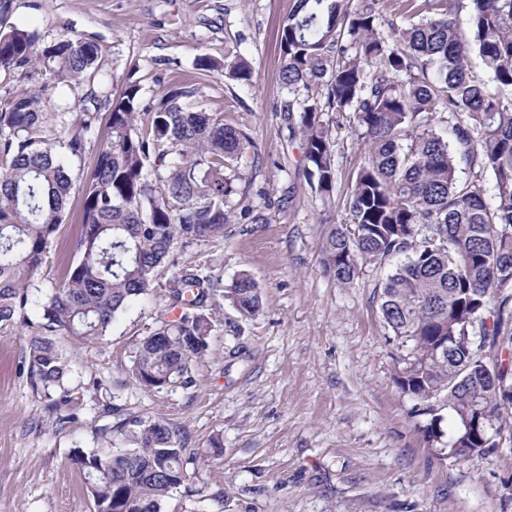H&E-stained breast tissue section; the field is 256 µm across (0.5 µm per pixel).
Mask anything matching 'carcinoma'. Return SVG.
Here are the masks:
<instances>
[{
  "instance_id": "obj_1",
  "label": "carcinoma",
  "mask_w": 512,
  "mask_h": 512,
  "mask_svg": "<svg viewBox=\"0 0 512 512\" xmlns=\"http://www.w3.org/2000/svg\"><path fill=\"white\" fill-rule=\"evenodd\" d=\"M375 0H296L283 23L281 79L290 88L325 91L328 108L351 112L366 152L346 197V218L322 245L324 272L340 286L362 268H389L378 306L393 338L411 343L397 377L401 391L431 415L423 432L443 435L445 407L456 432L450 454L481 448L479 425L512 421V0H407L421 18L376 29ZM25 28L0 30V68H39L56 90L21 87L0 96V334L34 329L23 360L50 423L79 420L85 398L103 424L106 449L74 447L70 465L88 481L95 512H162L188 475V432L164 419L144 420L99 400L102 382L74 383L55 337L77 342L107 335L129 304L160 286L176 319L161 320L137 344L132 379L157 392L190 388L194 363L209 350L216 318L229 300L243 319L262 306L255 279L240 274L224 288L195 267L161 285L160 269L176 244L224 236L235 215L238 159L249 137L207 111L194 86L170 87L140 115L141 86L129 82L107 112H87L55 129L48 110L79 98L81 76L98 66L101 46L61 38L35 48ZM480 59L484 79L471 65ZM249 84L242 60L224 65ZM288 129L305 147L303 176L331 200L336 138L309 96L288 102ZM103 133L94 163L86 133ZM448 127V137L434 123ZM468 177H459V170ZM82 197L78 260L30 321L31 276L74 192ZM493 193V203L486 200ZM481 329L480 340L473 335Z\"/></svg>"
}]
</instances>
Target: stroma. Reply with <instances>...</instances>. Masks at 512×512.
Listing matches in <instances>:
<instances>
[{"label": "stroma", "mask_w": 512, "mask_h": 512, "mask_svg": "<svg viewBox=\"0 0 512 512\" xmlns=\"http://www.w3.org/2000/svg\"><path fill=\"white\" fill-rule=\"evenodd\" d=\"M295 0H0V27L34 31L39 45L63 37L96 41L101 72L82 76L84 96L71 118L96 111L90 92L108 79L113 93L139 82L144 105L172 83L200 84L209 111L247 133L238 186L242 204L264 224L225 225L223 237L175 246L176 268L195 266L223 284L250 274L262 309L248 320L225 306L195 386L142 390L129 370L139 340L160 316L175 318L161 285L113 323L108 336L86 344L56 343L75 378L101 379L105 399L145 419L164 418L190 435L195 462L187 485L163 512H512V438L458 460L443 419L441 439L421 431L427 416L401 393L396 378L409 346L389 337L376 303L377 273L369 267L346 287L325 275L321 249L363 160L353 117L323 109L336 139L331 207L306 184L304 145L290 136L285 107L304 98L281 76L279 31ZM241 59L251 84L216 69L200 78L198 58ZM289 205H282L284 195ZM81 207L73 197L48 258L30 281L38 321L43 301L75 261ZM28 333L0 335V512H94L82 473L69 465L75 446H94L96 411L56 430L27 380L22 356ZM223 458L206 456L213 438Z\"/></svg>", "instance_id": "35a3bbf8"}]
</instances>
